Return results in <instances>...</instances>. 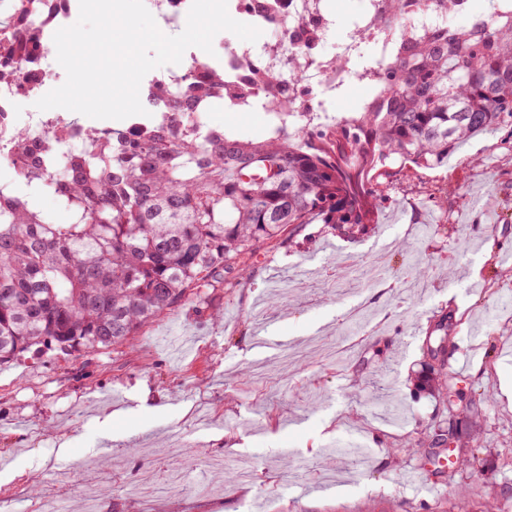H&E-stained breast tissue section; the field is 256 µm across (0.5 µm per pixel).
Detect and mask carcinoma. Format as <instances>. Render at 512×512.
<instances>
[{
    "mask_svg": "<svg viewBox=\"0 0 512 512\" xmlns=\"http://www.w3.org/2000/svg\"><path fill=\"white\" fill-rule=\"evenodd\" d=\"M433 2L448 27L393 41L383 68L366 59V95L332 125L311 126L281 98L269 103L280 120L256 137L204 130L205 106L246 95L216 69L177 89L151 83L149 120L134 134L89 130L74 147L58 128L47 148L62 152L57 168L34 156L30 130L16 131L19 178L52 187L74 221L47 224L0 186V366L28 353L127 347L172 307L204 304L245 275L260 245L288 229L324 224L358 237L375 221V174L394 163L446 169L469 139L512 127V0L467 15L464 0ZM404 7L382 0L376 27L397 22ZM445 320L429 322L416 388L441 394L455 418L491 391L452 399ZM446 441L439 425L393 449ZM462 447V465L481 476L470 442Z\"/></svg>",
    "mask_w": 512,
    "mask_h": 512,
    "instance_id": "1",
    "label": "carcinoma"
}]
</instances>
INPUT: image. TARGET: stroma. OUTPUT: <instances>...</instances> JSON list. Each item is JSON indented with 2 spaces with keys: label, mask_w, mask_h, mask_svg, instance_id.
I'll return each mask as SVG.
<instances>
[{
  "label": "stroma",
  "mask_w": 512,
  "mask_h": 512,
  "mask_svg": "<svg viewBox=\"0 0 512 512\" xmlns=\"http://www.w3.org/2000/svg\"><path fill=\"white\" fill-rule=\"evenodd\" d=\"M203 122L243 137L266 127L219 100ZM0 183L46 223H72L3 162ZM377 183L376 222L358 238L304 225L131 348L0 367V501L56 512L43 481L62 475L80 508L97 475L113 488L104 512H512V128L470 139L447 169L396 163ZM314 263L323 274L296 287ZM443 313L450 374L492 393L460 416L477 479L436 470L428 449H390L437 421L410 376Z\"/></svg>",
  "instance_id": "1"
}]
</instances>
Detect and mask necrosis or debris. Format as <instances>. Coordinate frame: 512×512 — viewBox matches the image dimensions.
Listing matches in <instances>:
<instances>
[{"label": "necrosis or debris", "instance_id": "obj_1", "mask_svg": "<svg viewBox=\"0 0 512 512\" xmlns=\"http://www.w3.org/2000/svg\"><path fill=\"white\" fill-rule=\"evenodd\" d=\"M229 11L238 20L271 31L261 46L245 41L217 39L213 54L200 56L196 68L169 70L163 78L170 86L188 80H202L212 64H220L226 77L247 85L257 74L277 75L275 84L256 90L252 100L237 103L240 112L259 109L269 100L288 96L315 125L331 124L336 111L327 100L351 84H362L361 76L336 70L334 54H347L353 41L343 39L335 52L326 45L337 18L325 0H228ZM79 13V0H0V42L24 40V51L0 52V69L10 72V80L0 83V155L8 153L9 138L15 126L14 106L19 99L37 95L43 86L58 79L55 67V32L67 26ZM303 74L295 82L293 74Z\"/></svg>", "mask_w": 512, "mask_h": 512}]
</instances>
